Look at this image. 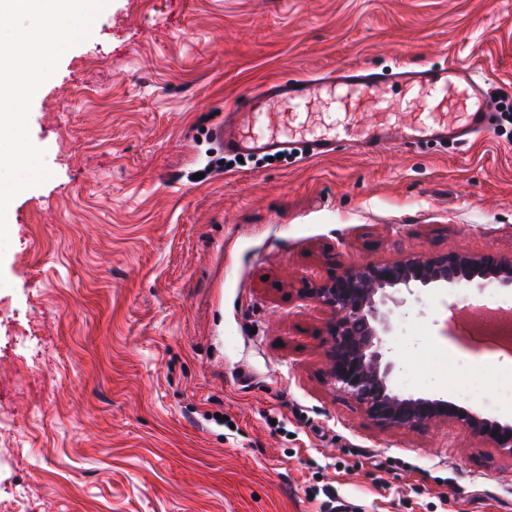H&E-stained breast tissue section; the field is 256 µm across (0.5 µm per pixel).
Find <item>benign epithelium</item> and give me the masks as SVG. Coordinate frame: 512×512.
Segmentation results:
<instances>
[{
    "instance_id": "obj_1",
    "label": "benign epithelium",
    "mask_w": 512,
    "mask_h": 512,
    "mask_svg": "<svg viewBox=\"0 0 512 512\" xmlns=\"http://www.w3.org/2000/svg\"><path fill=\"white\" fill-rule=\"evenodd\" d=\"M491 279L498 288H512V257L493 259L459 252L386 265L368 263L311 289L330 312L325 337L330 383L351 397L378 427L421 428L452 420L512 459L511 423L484 418L443 399L399 395L390 389L391 363L386 361L387 289L413 295L422 288L464 286L482 293Z\"/></svg>"
}]
</instances>
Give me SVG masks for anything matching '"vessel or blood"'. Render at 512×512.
<instances>
[{"label":"vessel or blood","mask_w":512,"mask_h":512,"mask_svg":"<svg viewBox=\"0 0 512 512\" xmlns=\"http://www.w3.org/2000/svg\"><path fill=\"white\" fill-rule=\"evenodd\" d=\"M370 101L383 112H411L408 123L374 122L350 131L342 111ZM496 103L480 64L449 59L438 67L405 63L384 72L344 65L326 74L270 83L227 112L226 153L318 158L352 142L372 155L422 142L466 143L495 126Z\"/></svg>","instance_id":"vessel-or-blood-1"}]
</instances>
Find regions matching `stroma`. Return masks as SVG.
<instances>
[{
    "instance_id": "35a3bbf8",
    "label": "stroma",
    "mask_w": 512,
    "mask_h": 512,
    "mask_svg": "<svg viewBox=\"0 0 512 512\" xmlns=\"http://www.w3.org/2000/svg\"><path fill=\"white\" fill-rule=\"evenodd\" d=\"M475 59L512 95V0H111L32 102L52 172L7 210L0 512H512V459L454 421L388 430L326 375L310 295L365 264L512 255V111L466 146L237 161L267 82ZM512 288L393 307L390 384L512 423L468 339Z\"/></svg>"
}]
</instances>
